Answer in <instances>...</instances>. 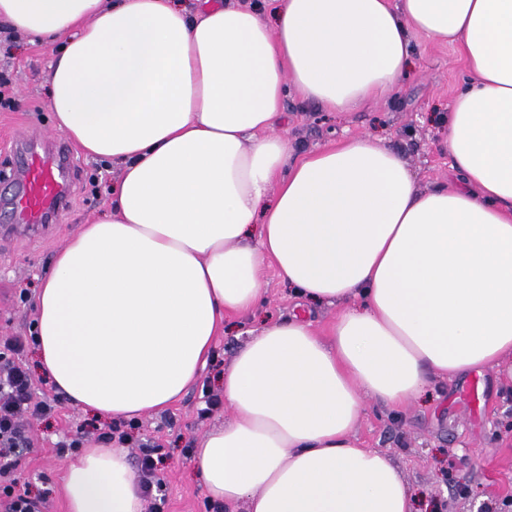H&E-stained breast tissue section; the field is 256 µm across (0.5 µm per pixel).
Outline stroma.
Returning <instances> with one entry per match:
<instances>
[{
  "label": "stroma",
  "mask_w": 512,
  "mask_h": 512,
  "mask_svg": "<svg viewBox=\"0 0 512 512\" xmlns=\"http://www.w3.org/2000/svg\"><path fill=\"white\" fill-rule=\"evenodd\" d=\"M55 51V46L30 42L20 34L0 43V70L8 71L17 103L15 110H0V191L13 180V146L19 136L57 134L47 96ZM413 57L414 65L398 91L354 112H329L289 92L277 133L287 137L298 156L348 137H378L403 153L423 188L447 184L449 161L439 147L440 131L467 66L455 45L421 35L414 38ZM73 162L70 203L57 230L0 239V337L29 335L35 303L20 301L21 289L37 291L56 253L82 225L112 206L111 194L96 198L90 192L88 178L97 160L77 150ZM262 277V302L226 319L200 384L167 410L138 417L130 431L132 440L125 446L129 460H136L138 443L147 440L164 459L161 512H225L223 503L209 502L190 450L212 427L233 416L224 403L199 418L203 389L222 395L218 375L249 331L286 321L297 310L298 298L273 263L265 264ZM435 394V399L406 403L395 413L367 403L356 429L362 447L385 452L395 461L426 504V512H482L486 507L502 512L504 502L512 500V379L487 368L438 382ZM89 420L64 399L57 415L26 425L31 445L21 451L14 475L20 489L46 497L45 512H67L62 491L65 460L56 455L55 445L78 437Z\"/></svg>",
  "instance_id": "stroma-1"
}]
</instances>
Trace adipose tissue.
Returning a JSON list of instances; mask_svg holds the SVG:
<instances>
[{
    "instance_id": "adipose-tissue-1",
    "label": "adipose tissue",
    "mask_w": 512,
    "mask_h": 512,
    "mask_svg": "<svg viewBox=\"0 0 512 512\" xmlns=\"http://www.w3.org/2000/svg\"><path fill=\"white\" fill-rule=\"evenodd\" d=\"M0 23L61 42L56 128L120 166L112 210L58 252L37 297L41 368L71 402L132 418L197 379L228 315L273 262L303 300L341 306L263 325L225 367L233 417L195 450L229 512H418L386 455L353 435L434 379H512V0H0ZM456 45L469 77L443 147L453 186L422 190L360 137L293 157L289 91L330 112L394 93L412 41ZM69 512H142L120 448L88 445Z\"/></svg>"
}]
</instances>
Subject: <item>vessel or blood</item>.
I'll use <instances>...</instances> for the list:
<instances>
[{
  "instance_id": "vessel-or-blood-1",
  "label": "vessel or blood",
  "mask_w": 512,
  "mask_h": 512,
  "mask_svg": "<svg viewBox=\"0 0 512 512\" xmlns=\"http://www.w3.org/2000/svg\"><path fill=\"white\" fill-rule=\"evenodd\" d=\"M9 205L14 223L44 224L67 206L72 176L71 154L59 146L52 157L37 152L16 159Z\"/></svg>"
}]
</instances>
